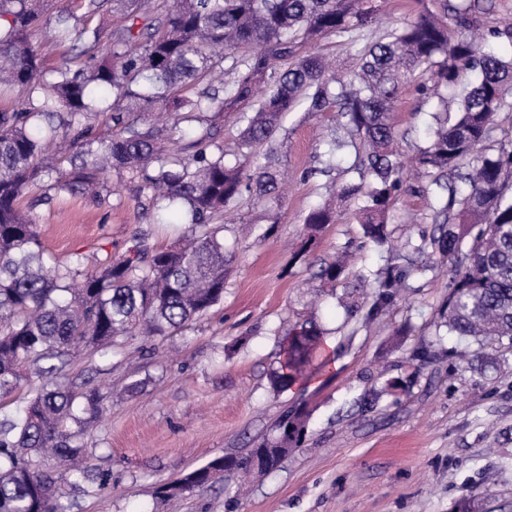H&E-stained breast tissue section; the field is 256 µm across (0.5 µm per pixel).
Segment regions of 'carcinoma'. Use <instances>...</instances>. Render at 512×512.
Returning <instances> with one entry per match:
<instances>
[{"instance_id":"1","label":"carcinoma","mask_w":512,"mask_h":512,"mask_svg":"<svg viewBox=\"0 0 512 512\" xmlns=\"http://www.w3.org/2000/svg\"><path fill=\"white\" fill-rule=\"evenodd\" d=\"M487 0H441L399 28L357 50L355 69L338 73L311 48L324 36L362 39L375 18L371 0H70L50 12L49 0H0V85L25 92L20 106L0 110V394L27 381L29 371L48 378L28 392L22 410L0 419V512H67L64 498L87 482L104 492L109 475L90 474L82 435L106 411L98 385L75 390L58 382L70 351L86 344L105 349L137 336H164L205 315L224 300V280L234 255L224 248L215 220L233 212L244 196L277 202L276 167L283 116L298 107L336 113L348 138L333 139L326 167L348 160L356 183L337 198L313 206L303 223L312 233L337 220L336 200H351L374 245L390 244L387 213L406 184V163L392 119L400 90L414 85L435 105L429 133L414 157L418 175L430 179V238H421L403 265L377 273L363 322L394 306L407 281L423 270L413 258L426 250L453 268L438 315L448 335L476 346L512 352V140H492L496 118L512 111V56L467 37L490 14ZM117 16L109 54L98 56L101 22ZM53 26L60 39L76 28L78 66L63 63L46 73L28 32ZM492 43L512 48V22L489 29ZM230 66H225L227 60ZM204 85L196 94L187 91ZM455 117L448 118V92ZM168 114L187 124L186 143L171 150L169 127L149 119ZM213 112L239 113L244 128L233 146L216 140ZM109 115L100 137L93 117ZM70 135L67 149L80 163L58 173L49 189L99 194L105 174L137 184L160 210L176 206L191 234L181 243L152 249L140 237L121 256L79 270L44 258L37 225L22 213L20 198L41 179L44 130ZM345 271L338 259L315 277L334 283ZM321 333L305 321L285 333L276 387L307 382L330 363ZM441 357L428 345L410 359L422 369ZM401 386L371 391L362 407ZM308 413L286 409L276 430L295 448L305 442ZM51 452L57 462L44 470ZM217 457L157 489L163 500L211 487Z\"/></svg>"}]
</instances>
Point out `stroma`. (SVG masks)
Here are the masks:
<instances>
[{
  "instance_id": "1",
  "label": "stroma",
  "mask_w": 512,
  "mask_h": 512,
  "mask_svg": "<svg viewBox=\"0 0 512 512\" xmlns=\"http://www.w3.org/2000/svg\"><path fill=\"white\" fill-rule=\"evenodd\" d=\"M438 0H382L367 29L375 40ZM402 153L413 155L431 114L414 88L401 91L393 114ZM331 115L296 109L282 123L279 167L292 190L281 202L239 204L240 223L224 227L236 257L224 300L205 316L166 336L135 337L117 354L86 347L69 358V384L103 385L102 419L82 443L96 469L110 473L104 492H75L67 512H454L460 499L486 491L483 512H512V356L486 350L497 369L460 361L470 349L454 336H437L435 312L448 296L449 265L413 278L401 299L376 324L347 316L345 294L361 302L372 283L363 269L387 262V251L366 241L354 206L338 203L341 221L324 227L306 257L294 261L303 219L339 172L320 174ZM46 184L29 187L23 211L39 226L45 256L66 263L124 253L134 235L165 247L186 232L157 224L132 184L109 175L101 199L62 194L43 202ZM395 241L430 228L423 191L404 192L389 211ZM356 260L333 284L316 286L321 263L341 251ZM314 312L332 362L307 384L273 387L279 336ZM438 341L448 356L422 370L409 359L419 344ZM407 392L362 409L365 393L407 376ZM140 381L129 392L132 381ZM307 403L306 445L260 479L231 477L167 505L157 488L210 460L238 455L275 433L281 412Z\"/></svg>"
}]
</instances>
